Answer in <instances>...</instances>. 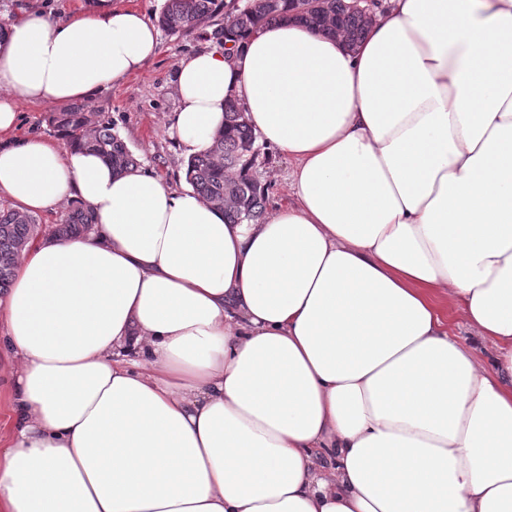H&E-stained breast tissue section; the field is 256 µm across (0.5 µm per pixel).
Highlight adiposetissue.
Masks as SVG:
<instances>
[{
	"label": "adipose tissue",
	"instance_id": "ef3b65f1",
	"mask_svg": "<svg viewBox=\"0 0 512 512\" xmlns=\"http://www.w3.org/2000/svg\"><path fill=\"white\" fill-rule=\"evenodd\" d=\"M158 53L114 0L0 28V197L98 222L0 295V512H512V0L182 56L188 153L232 102L293 163L256 224L18 134Z\"/></svg>",
	"mask_w": 512,
	"mask_h": 512
}]
</instances>
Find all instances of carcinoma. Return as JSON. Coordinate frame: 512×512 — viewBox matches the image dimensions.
Listing matches in <instances>:
<instances>
[{
	"instance_id": "cac0c4a2",
	"label": "carcinoma",
	"mask_w": 512,
	"mask_h": 512,
	"mask_svg": "<svg viewBox=\"0 0 512 512\" xmlns=\"http://www.w3.org/2000/svg\"><path fill=\"white\" fill-rule=\"evenodd\" d=\"M220 6L221 0H165L158 24L170 36H183L207 26ZM287 13L318 32L343 30L352 46L360 42L366 29L364 14L352 7L351 0H321L316 7L313 0H232L224 12V27L216 35L222 39L241 36ZM49 124L64 145L87 147L103 155L115 171L137 164L127 143L89 104H74L55 112L49 116ZM256 140L243 110L231 103L224 108V132L209 150L188 160L189 183L207 203L224 210L232 224L261 220L267 187L260 185L253 173L258 156ZM95 224L92 210L72 208L51 235L83 237ZM41 234L37 216L0 207V294L11 288L23 250Z\"/></svg>"
}]
</instances>
